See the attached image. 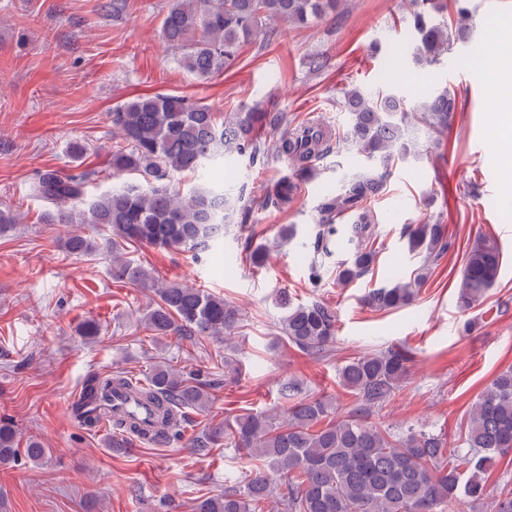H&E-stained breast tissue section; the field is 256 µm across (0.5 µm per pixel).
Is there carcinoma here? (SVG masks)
Listing matches in <instances>:
<instances>
[{
    "mask_svg": "<svg viewBox=\"0 0 512 512\" xmlns=\"http://www.w3.org/2000/svg\"><path fill=\"white\" fill-rule=\"evenodd\" d=\"M416 32L413 58L434 64L448 53L455 38H465L469 0H453L455 13L434 18L435 0H413ZM340 0H168L160 24L166 46L181 53L180 63L199 80L233 67L246 44L271 40L281 23L307 28L336 17ZM350 125L343 136L324 137L309 124L291 132L288 116L255 104L225 112L184 96L146 94L127 100L109 113L112 146L103 168L78 173L47 170L31 184V194L44 205L46 224H97L104 242L74 232L64 242L69 254L90 255L102 248L112 253V276L154 293L143 321L157 336L179 340L198 336L228 338L242 327L240 309L224 297L181 283L159 281L147 268L123 256L120 245L137 244L190 251H209L224 236V185H196L184 192L174 176H199L212 164L233 155H269L266 135L279 134L275 157L298 174L311 173L316 162L336 151L354 150L369 165L344 176L336 194L318 210L309 279L322 281L320 256L330 246L345 247L350 260L337 267L336 284L345 286L372 270L376 250L369 246L371 200L386 184L387 171L411 153L405 127L419 122L434 134L435 148L451 126L458 98L438 88L412 101L391 90L366 94L352 87L344 92ZM126 183L88 197V187L121 175ZM297 189L285 177L246 205L244 215L258 208H279ZM352 217L344 230L335 227L342 215ZM409 251L423 257L422 268L408 281L370 289L363 297L372 310L411 304L426 280V270L453 246L441 224H409ZM501 269L498 247L475 241L462 270L457 305L473 309L493 288ZM282 310L277 343L320 360L336 341V315L319 302L294 304L279 294ZM414 356L404 347L350 358L338 368L352 407L337 416V404L326 396H300L299 384L282 388V401L266 411L240 414L197 436L191 446L207 448L224 438L253 462V470L224 489V494L196 503L194 512H261L270 503L282 512H460L457 505H488L490 512H512V484L493 493L485 475L512 452V368L498 374L466 411L454 445L423 425L400 430L372 421L403 386ZM211 384L200 383L168 363L155 365L147 379L133 380L123 371L94 374L82 385L74 415L82 426H112V447L125 448L133 438L168 442L179 436L184 410L204 411L211 402ZM19 448L15 428L0 423V462ZM458 458L467 466L449 464Z\"/></svg>",
    "mask_w": 512,
    "mask_h": 512,
    "instance_id": "cac0c4a2",
    "label": "carcinoma"
}]
</instances>
